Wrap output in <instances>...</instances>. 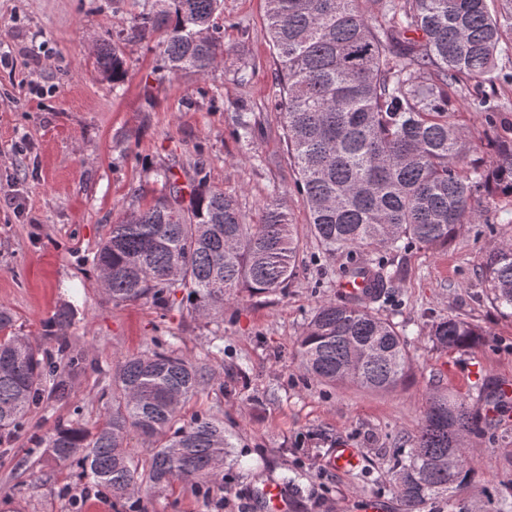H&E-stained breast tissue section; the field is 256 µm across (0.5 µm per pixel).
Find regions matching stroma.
<instances>
[{
    "label": "stroma",
    "instance_id": "1",
    "mask_svg": "<svg viewBox=\"0 0 512 512\" xmlns=\"http://www.w3.org/2000/svg\"><path fill=\"white\" fill-rule=\"evenodd\" d=\"M133 0H0V306L13 330L57 357L68 342L86 357L69 374L65 398L30 411L24 430L0 446V512H263L257 488L269 480L287 489L288 512H402L392 460L410 448L429 392L472 400L488 383L512 379V315L501 313L482 275L486 254L512 238V207L485 209L462 225L447 247H412L387 255L391 297L380 313L408 340L411 369L385 392L353 384L330 386L303 375L296 341L323 301H345L339 288L346 255L323 254L306 235L309 213L295 190L297 174L282 117L269 97L277 71L268 37L265 0H224L217 19L227 52L212 74L170 75L159 37L130 34ZM123 34L126 77L120 88L102 78L96 43ZM249 80L240 83V70ZM485 92L500 103L496 127L472 111L470 94L456 101L457 117L487 162V136L512 138V86ZM249 113L251 141L237 139L236 115ZM202 167L210 184L234 194L248 221H257L279 191L305 236L299 270L275 294H245L223 315L202 317L187 300L171 308L152 301L120 305L100 285L93 256L112 224L162 191L156 173L169 167L187 183ZM65 303L77 314L50 326ZM456 316L479 326L481 346L443 350L432 324ZM168 343L202 367L208 379L181 409L184 420L207 413L223 418L231 448L223 491L198 493L176 481L116 500L88 486L78 465L45 461L41 439L57 425L103 417L101 398L119 361ZM346 443L361 456L352 472L332 453ZM476 462L455 504L441 499L432 512H484L488 500L512 501V418H501L467 441Z\"/></svg>",
    "mask_w": 512,
    "mask_h": 512
}]
</instances>
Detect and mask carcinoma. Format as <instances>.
<instances>
[{
  "mask_svg": "<svg viewBox=\"0 0 512 512\" xmlns=\"http://www.w3.org/2000/svg\"><path fill=\"white\" fill-rule=\"evenodd\" d=\"M222 2L152 0L133 16L131 34L160 35L171 75H207L226 52L216 23ZM501 2L493 11L488 0H266L279 63L272 99L282 109L310 231L328 256H369L350 262L344 276L367 271L375 280L364 299L317 306L297 340L306 376L370 390L396 387L410 369L407 343L395 324L363 305L389 297L384 257L413 244L445 247L462 225L479 221L478 202L492 207L500 196L512 197V141L494 137L488 168L476 166L453 104L469 83L478 88L491 80L512 32V0ZM96 63L112 85L124 81L125 60L113 38L102 40ZM472 105L494 124L500 105L484 95ZM162 177L166 193L111 225L93 256L107 273L113 303L149 298L166 309L181 290L193 310L214 316L244 291L286 288L297 273L300 235L278 193L259 223L249 224L236 196L210 185L202 169L195 170L187 200L171 169ZM482 275L494 303L512 310V239L488 254ZM431 336L446 350L484 341L481 329L457 317L433 324ZM61 353V366L44 358L36 342L13 332L12 316L0 308V442L18 432L45 394L67 395L65 372L85 357L65 343ZM203 383L202 368L162 345L129 357L111 380L102 424L93 432L77 420L58 427L43 454L57 465L79 463L89 484L119 499L175 479L222 489L218 469L229 448L224 420L180 419L181 404ZM480 401L509 411L496 385L485 386ZM490 427L481 406L432 392L413 448L393 464L403 512L453 498L476 467L464 437ZM132 429L153 448L144 469L126 445ZM448 458L452 464L441 465Z\"/></svg>",
  "mask_w": 512,
  "mask_h": 512,
  "instance_id": "1",
  "label": "carcinoma"
}]
</instances>
